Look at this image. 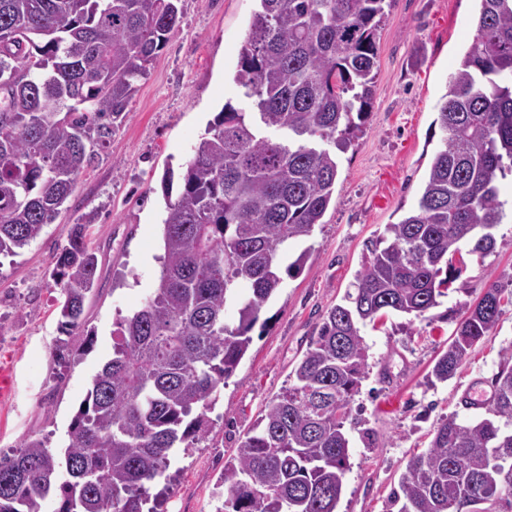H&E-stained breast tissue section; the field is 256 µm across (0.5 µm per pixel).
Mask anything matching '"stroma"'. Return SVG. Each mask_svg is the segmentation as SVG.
Here are the masks:
<instances>
[{"instance_id": "stroma-1", "label": "stroma", "mask_w": 512, "mask_h": 512, "mask_svg": "<svg viewBox=\"0 0 512 512\" xmlns=\"http://www.w3.org/2000/svg\"><path fill=\"white\" fill-rule=\"evenodd\" d=\"M178 30L137 80L129 112L52 224L15 257L0 258V455L28 437L64 447L71 420L98 369L112 356L119 322L152 293L160 275L166 172L182 176L224 104L251 101L234 83L256 0H181ZM476 0H395L378 31V66L364 128L340 154L336 192L311 236L290 247L304 256L251 331L252 343L208 411L209 432L177 449L158 512H224L214 493L225 461L251 433L270 399L340 303L371 242L413 210L442 133L437 112L450 75L475 35ZM94 221L88 244L97 284L85 328L73 333L68 366L54 362L60 336L58 288L50 272L68 225ZM485 257L461 245L448 294L425 317L383 314L361 328L368 366L345 424L349 468L336 512H399L393 493L411 457L425 453L448 418L473 413L459 396L491 380L512 348V303L501 305L492 336L470 349L455 375L431 383L463 313L492 282L512 291V219L494 231Z\"/></svg>"}]
</instances>
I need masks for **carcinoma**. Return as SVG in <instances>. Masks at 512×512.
Here are the masks:
<instances>
[{
    "label": "carcinoma",
    "instance_id": "1",
    "mask_svg": "<svg viewBox=\"0 0 512 512\" xmlns=\"http://www.w3.org/2000/svg\"><path fill=\"white\" fill-rule=\"evenodd\" d=\"M180 0H0V256L52 223L83 169L125 118L151 61L180 25ZM234 82L251 112L224 104L167 204L162 269L119 323L112 358L63 449L27 438L0 457V512H144L170 451L208 431L215 394L247 353L249 332L281 288L288 244L322 223L344 151L362 132L386 0H258ZM474 42L448 81L443 132L417 207L368 247L354 292L332 306L292 382L225 462L233 512H336L349 457L344 431L367 368L360 326L390 309L423 316L445 296L459 244L485 255L506 217L512 174V0H477ZM275 129L285 140L267 135ZM92 218L68 228L51 272L61 329H83L98 260ZM504 288L465 308L430 376L445 382L494 333ZM233 306L238 322H226ZM72 355L58 339L52 358ZM485 414L450 417L399 481V512H512V350Z\"/></svg>",
    "mask_w": 512,
    "mask_h": 512
}]
</instances>
